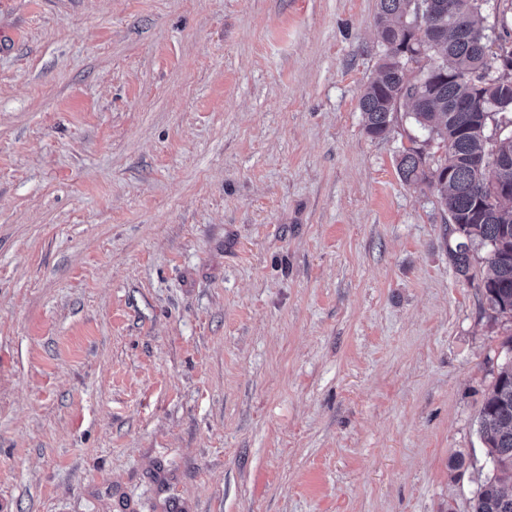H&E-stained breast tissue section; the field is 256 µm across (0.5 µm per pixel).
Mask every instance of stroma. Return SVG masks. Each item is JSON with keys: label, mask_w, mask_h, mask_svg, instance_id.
<instances>
[{"label": "stroma", "mask_w": 512, "mask_h": 512, "mask_svg": "<svg viewBox=\"0 0 512 512\" xmlns=\"http://www.w3.org/2000/svg\"><path fill=\"white\" fill-rule=\"evenodd\" d=\"M377 3L0 0V512H470L512 318Z\"/></svg>", "instance_id": "1"}]
</instances>
